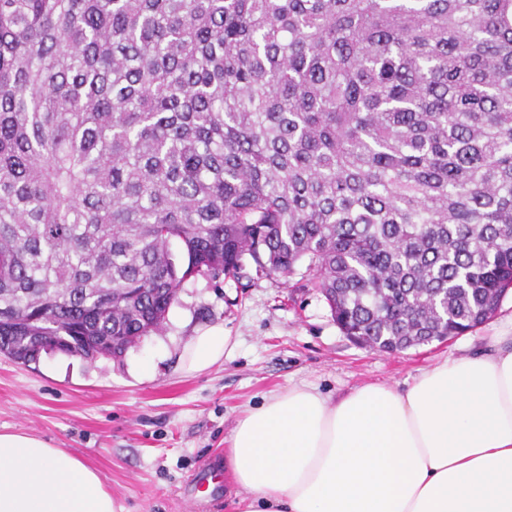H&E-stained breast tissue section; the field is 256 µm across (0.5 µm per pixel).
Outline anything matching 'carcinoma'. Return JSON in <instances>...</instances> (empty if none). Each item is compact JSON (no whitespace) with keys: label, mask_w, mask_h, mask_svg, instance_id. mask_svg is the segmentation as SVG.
<instances>
[{"label":"carcinoma","mask_w":512,"mask_h":512,"mask_svg":"<svg viewBox=\"0 0 512 512\" xmlns=\"http://www.w3.org/2000/svg\"><path fill=\"white\" fill-rule=\"evenodd\" d=\"M249 260L379 352L486 323L512 0H0V354L120 362Z\"/></svg>","instance_id":"cac0c4a2"}]
</instances>
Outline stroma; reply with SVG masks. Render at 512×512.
Segmentation results:
<instances>
[{"label": "stroma", "mask_w": 512, "mask_h": 512, "mask_svg": "<svg viewBox=\"0 0 512 512\" xmlns=\"http://www.w3.org/2000/svg\"><path fill=\"white\" fill-rule=\"evenodd\" d=\"M220 324L234 349L190 374L180 353L197 328ZM512 329V292L473 332L387 354L337 327L322 295L246 263L240 279L197 278L177 293L162 331L123 361L0 355V433H27L95 469L126 512H233L215 463L242 411L306 382L340 397L368 382L404 388L446 357L480 352Z\"/></svg>", "instance_id": "35a3bbf8"}]
</instances>
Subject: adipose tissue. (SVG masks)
I'll use <instances>...</instances> for the list:
<instances>
[{"mask_svg":"<svg viewBox=\"0 0 512 512\" xmlns=\"http://www.w3.org/2000/svg\"><path fill=\"white\" fill-rule=\"evenodd\" d=\"M223 326L181 354L200 373ZM235 512H512V335L444 359L406 389L331 399L300 383L243 411L224 453ZM0 512H124L93 468L42 438L0 433Z\"/></svg>","mask_w":512,"mask_h":512,"instance_id":"ef3b65f1","label":"adipose tissue"}]
</instances>
